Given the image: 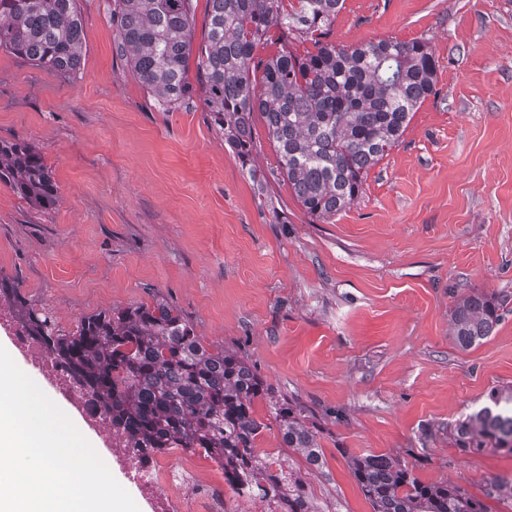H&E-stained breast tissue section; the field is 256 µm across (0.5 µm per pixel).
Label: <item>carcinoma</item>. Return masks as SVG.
<instances>
[{
  "instance_id": "cac0c4a2",
  "label": "carcinoma",
  "mask_w": 512,
  "mask_h": 512,
  "mask_svg": "<svg viewBox=\"0 0 512 512\" xmlns=\"http://www.w3.org/2000/svg\"><path fill=\"white\" fill-rule=\"evenodd\" d=\"M345 0H206L204 38L193 46V0H114L117 52L166 111L190 97L189 61L226 144L256 177L253 126L260 117L305 212L329 220L360 196L363 179L399 142L414 112L434 94L435 57L425 41L379 39L345 47L328 41ZM84 20L77 0H0V47L59 74L80 67ZM313 43L300 54L294 41ZM279 46L267 57L256 50ZM0 182L40 209L58 202L42 152L25 140H0ZM38 341L71 368L75 382L110 413L136 448L200 452L224 470L246 473L277 512H324L296 470L259 459L265 425L254 403L266 400L283 446L311 469L324 464L320 429L305 410L276 400L236 352L207 347L182 312L163 298L84 317L58 329L10 280L0 298ZM452 336L468 348L502 319L483 293L459 299ZM464 452L512 453V388H492L486 403L456 425ZM348 467L373 512H488L464 488L424 483L385 454L352 456Z\"/></svg>"
}]
</instances>
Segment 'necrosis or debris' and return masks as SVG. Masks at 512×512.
Instances as JSON below:
<instances>
[{
  "label": "necrosis or debris",
  "instance_id": "4bbe7bcc",
  "mask_svg": "<svg viewBox=\"0 0 512 512\" xmlns=\"http://www.w3.org/2000/svg\"><path fill=\"white\" fill-rule=\"evenodd\" d=\"M0 328L8 330L28 363L52 384L62 400L79 413L86 426L97 432L113 462L119 465L128 482L149 503L152 512H175L176 502L192 494L200 500L198 512H226L228 501L223 489H198L189 483L193 470L191 458L181 457L165 462L157 456L144 458L136 449L130 448L127 436L113 429L102 404L73 381L67 369L29 335L17 320L11 305L1 301Z\"/></svg>",
  "mask_w": 512,
  "mask_h": 512
}]
</instances>
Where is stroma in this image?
I'll return each instance as SVG.
<instances>
[{"label":"stroma","mask_w":512,"mask_h":512,"mask_svg":"<svg viewBox=\"0 0 512 512\" xmlns=\"http://www.w3.org/2000/svg\"><path fill=\"white\" fill-rule=\"evenodd\" d=\"M112 7L78 0L84 61L69 76L0 50V140L38 146L59 190L42 211L0 183V275L66 332L165 297L316 414L321 470L282 447L262 401L257 451L300 469L331 512H372L347 464L368 454L512 512L496 486L512 454L454 440L489 389L512 386V0H345L332 42L423 38L437 71L399 145L327 222L280 175L263 123L264 205L202 95L159 111L115 51ZM473 291L503 319L463 349L450 315Z\"/></svg>","instance_id":"35a3bbf8"}]
</instances>
